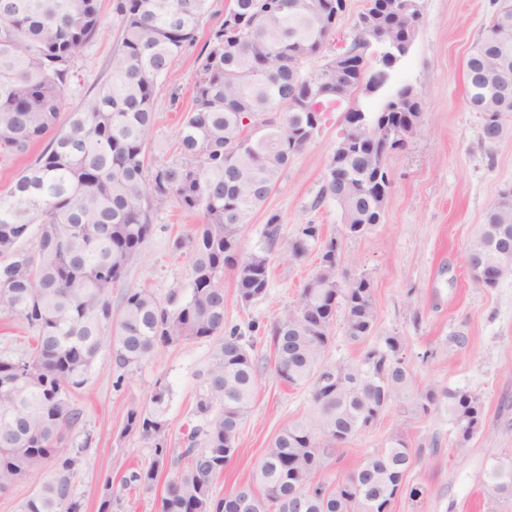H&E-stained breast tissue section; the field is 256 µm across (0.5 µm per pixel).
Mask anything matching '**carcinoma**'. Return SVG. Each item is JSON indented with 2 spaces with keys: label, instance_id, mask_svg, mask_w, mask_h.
Segmentation results:
<instances>
[{
  "label": "carcinoma",
  "instance_id": "cac0c4a2",
  "mask_svg": "<svg viewBox=\"0 0 512 512\" xmlns=\"http://www.w3.org/2000/svg\"><path fill=\"white\" fill-rule=\"evenodd\" d=\"M207 0H115L121 38L109 79L61 122L70 63L101 28L98 0H0V153L22 155L47 141L32 164L0 195V312L36 332L24 357H0V410L19 424L0 430V491L45 466L49 475L22 512H81L74 493L77 457L59 452L79 420L71 405L103 344L117 367L148 361L161 347L218 338L197 401L200 423L182 439L180 463L164 485L160 512H382L402 488L416 453L392 436L334 485L318 478L322 448L348 442L367 428L390 398L408 389L411 372L398 337L376 336L372 283L343 280L338 266H317L296 302L270 329L275 374L310 385L316 412L282 429L266 448L253 483L221 499L214 477L232 462L258 383L251 351L238 329L224 325V268L235 271L238 295L249 304L266 294V252L241 254L239 233L266 201L292 157L308 143L312 108L303 107V56L319 50L336 0H233L202 47L194 107L178 131L180 158L149 167L146 141L154 123L156 83L196 43ZM376 74L370 58L331 73L355 86ZM467 100L484 117L483 138L495 143L512 115V3L502 0L466 63ZM420 105L391 114L419 123ZM388 155L373 136L335 148L321 197L341 210L362 236L381 220L389 200ZM176 204L203 218L176 250L192 257L189 301L162 305L146 291L122 294L112 327V294L143 254L150 214ZM39 225L31 251L19 254L30 226ZM330 253L318 225L306 224L289 244L294 258L313 247ZM466 262L512 270V189L486 211ZM343 317L355 343L376 340L353 363H325L331 329ZM448 400L456 446L465 448L482 426V397L467 389H428L415 406L423 413ZM168 386L156 382L149 406L129 427L154 448L149 467L129 481L153 489L168 457ZM487 494L512 497V463L496 462Z\"/></svg>",
  "mask_w": 512,
  "mask_h": 512
}]
</instances>
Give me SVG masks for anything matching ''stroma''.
Instances as JSON below:
<instances>
[{"label":"stroma","instance_id":"35a3bbf8","mask_svg":"<svg viewBox=\"0 0 512 512\" xmlns=\"http://www.w3.org/2000/svg\"><path fill=\"white\" fill-rule=\"evenodd\" d=\"M231 0H208L197 32V46L178 58L172 77L160 80L155 119L146 152L150 165L177 157L178 129L190 111L199 78V45L224 19ZM114 0H99L103 27L71 64L65 110L88 99L109 77L112 52L120 35ZM501 0H421L422 19L413 46L393 72L389 85H412L421 117L416 135L388 160L390 198L370 232L347 235L335 201L322 198L327 167L345 126L343 110L328 113L306 146L240 232L248 254L270 251L265 296L243 304L233 270H225L224 320L253 346L259 384L240 434L239 449L212 484L215 498L252 481L264 452L286 426L312 419L311 389L293 386L274 374L268 329L297 299L314 273L318 252L296 259L288 243L305 224L319 225L324 238L340 244L338 271L373 284L379 335L399 337L411 372L406 396L392 398L377 419L348 442L326 449L322 481L345 479L365 457L400 434L417 449L403 492L389 512H512V498L494 499L485 488L489 467L512 458V272L497 287H479L465 263L475 230L489 204L512 188V115L504 120L495 145L482 139L483 115L467 102L466 61L473 43L496 15ZM365 0H347V9L320 56L307 60L306 73L320 71L355 34ZM279 215L275 244L265 237L266 221ZM202 217L170 206L153 213V234L140 260L126 272L119 291L145 289L161 303L190 298L191 257L174 248L193 234ZM214 346L188 340L159 349L147 362L116 367L111 347L99 351L85 385L71 397L81 413L68 437L84 443L76 466L74 492L82 512H98L112 496V512H158L167 473L152 490L130 485L132 471L148 467L154 450L129 429L131 413L148 403L156 382L171 392L166 412L169 459L177 461L181 438L195 426L196 401ZM465 388L479 393L485 418L467 448H457L447 406L429 413L413 401L434 388Z\"/></svg>","mask_w":512,"mask_h":512}]
</instances>
